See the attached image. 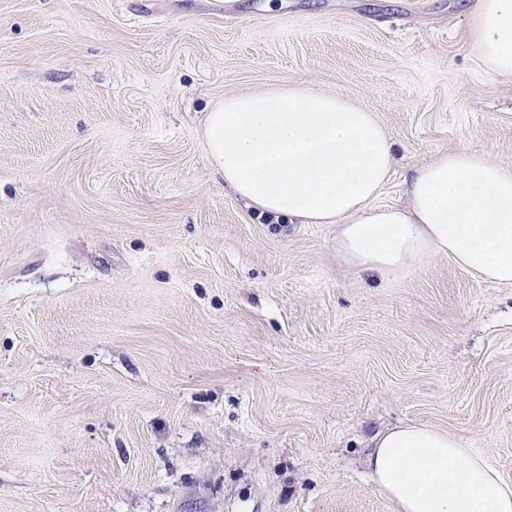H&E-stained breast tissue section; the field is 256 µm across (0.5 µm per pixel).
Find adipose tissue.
Instances as JSON below:
<instances>
[{
  "label": "adipose tissue",
  "mask_w": 512,
  "mask_h": 512,
  "mask_svg": "<svg viewBox=\"0 0 512 512\" xmlns=\"http://www.w3.org/2000/svg\"><path fill=\"white\" fill-rule=\"evenodd\" d=\"M469 42L488 76L512 77V0H477ZM212 167L258 215L332 224L347 266L392 281L447 257L512 285V166L445 151L416 166L407 205L384 202L395 145L374 113L294 83L241 92L208 112ZM395 512H512V482L464 442L426 424L381 434L368 457Z\"/></svg>",
  "instance_id": "ef3b65f1"
}]
</instances>
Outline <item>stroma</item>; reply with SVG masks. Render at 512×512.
Listing matches in <instances>:
<instances>
[{"instance_id":"obj_1","label":"stroma","mask_w":512,"mask_h":512,"mask_svg":"<svg viewBox=\"0 0 512 512\" xmlns=\"http://www.w3.org/2000/svg\"><path fill=\"white\" fill-rule=\"evenodd\" d=\"M468 0H0V512H393L365 460L447 430L512 482V287L387 282L207 159L226 97L374 112L386 197L446 150L512 165Z\"/></svg>"}]
</instances>
